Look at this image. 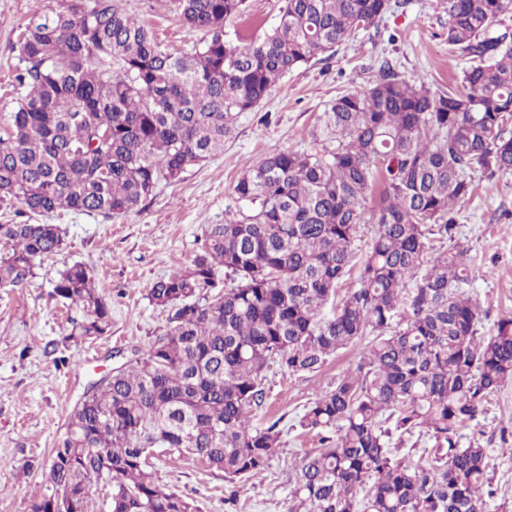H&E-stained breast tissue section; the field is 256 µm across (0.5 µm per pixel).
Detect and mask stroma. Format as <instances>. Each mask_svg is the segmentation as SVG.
I'll use <instances>...</instances> for the list:
<instances>
[{
    "instance_id": "35a3bbf8",
    "label": "stroma",
    "mask_w": 512,
    "mask_h": 512,
    "mask_svg": "<svg viewBox=\"0 0 512 512\" xmlns=\"http://www.w3.org/2000/svg\"><path fill=\"white\" fill-rule=\"evenodd\" d=\"M59 4L0 0V121L14 106L25 23ZM124 6L170 49L190 48L202 38L160 0H125ZM280 6V0H245L242 13L226 22L225 38L261 39L277 24ZM447 27L439 0H406L384 15L378 29L360 31L332 59L312 60L288 74L269 99L240 116L222 153L188 167L179 181L160 183L134 211L46 215V223L64 229V250L46 259L23 287L0 288V512H30L75 403L93 382L164 333L171 312L151 304L147 291L190 262L204 225L236 210L232 188L244 170L277 149L320 153L334 148L326 110L341 93L364 86L381 61H390L405 78L448 88L467 61L449 52ZM474 181L475 194L458 212L456 237L468 250V293L482 310L479 333L487 336L500 317L512 313V172L492 178L478 172ZM75 262L94 272L100 293L112 302L111 333L92 344L68 340L70 321L80 312L51 295L59 271ZM358 354V348H349L320 372L290 378L270 368L259 421L278 423L280 448L269 468L241 489L236 512H288L301 458L319 445L316 433L298 421L308 402L355 366ZM459 435L461 446L476 440L488 448L498 500L512 512V385L492 395L485 413ZM154 476L192 499L200 512L228 510L223 472L159 455Z\"/></svg>"
}]
</instances>
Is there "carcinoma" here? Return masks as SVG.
<instances>
[{
	"label": "carcinoma",
	"mask_w": 512,
	"mask_h": 512,
	"mask_svg": "<svg viewBox=\"0 0 512 512\" xmlns=\"http://www.w3.org/2000/svg\"><path fill=\"white\" fill-rule=\"evenodd\" d=\"M169 2L206 33L187 52L158 43L123 0H65L28 20L18 97L0 123V202L41 216L129 213L223 151L239 115L281 79L391 9L282 0L275 27L243 44L224 38V24L245 0ZM442 2L448 48L469 61L457 85L433 91L384 62L326 111L336 148L278 150L249 167L233 187L245 210L205 225L190 265L148 291L174 310L172 326L75 404L30 512H197L153 479L155 448L224 472V504L237 505V487L280 445L278 423H255L266 371L314 373L356 344L355 367L304 408L299 424L320 447L301 459L289 512H487L497 497L488 449L461 447L459 429L512 383V314L479 335L455 234L470 172H512V0ZM370 203L377 231L357 263ZM434 238L449 248L431 259ZM0 242V288L23 286L65 245L59 225L28 221L0 224ZM357 264L356 286L340 294ZM53 294L81 309L70 339L110 332L86 267L60 271ZM420 427L433 457L413 464L391 439Z\"/></svg>",
	"instance_id": "obj_1"
}]
</instances>
